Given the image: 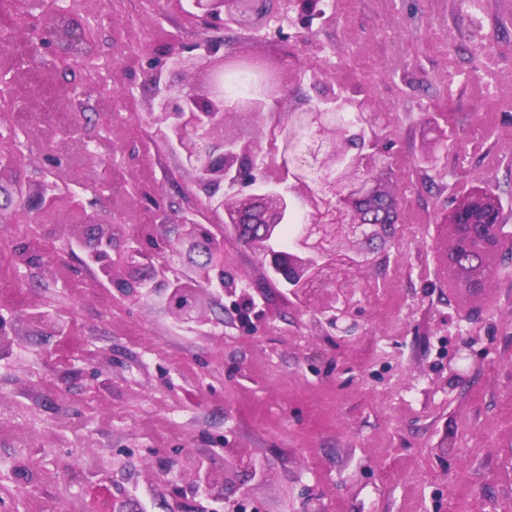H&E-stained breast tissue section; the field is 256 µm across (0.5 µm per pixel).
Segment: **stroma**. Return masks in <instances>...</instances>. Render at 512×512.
<instances>
[{"instance_id":"stroma-1","label":"stroma","mask_w":512,"mask_h":512,"mask_svg":"<svg viewBox=\"0 0 512 512\" xmlns=\"http://www.w3.org/2000/svg\"><path fill=\"white\" fill-rule=\"evenodd\" d=\"M17 0L0 11L13 31L0 50V86L26 109L0 110V154L21 182L70 171L80 207L0 219V512H92L91 477L117 459L111 491L125 512H179L161 465L203 457L224 473V495L251 512H512V262L483 295L454 286L441 250V213L481 186L501 197L512 225V0H339L326 19L298 17L286 35L225 34L224 49L278 66L284 107L315 98L311 72L361 90L373 115L364 137L383 151L400 202L394 238L356 278L354 335L265 287L263 257L224 240V280L264 286L261 318L229 321L231 298L205 307L206 325L178 324L153 296L131 300L97 283L79 248L56 228L113 218L120 237L149 244L173 213L200 207L190 175L134 106L151 93L153 51L200 32L177 0ZM55 11L59 26L92 25L87 71L54 54L29 57L23 24ZM52 72L79 108L78 137L110 150L75 160L69 129H36L33 82ZM447 114L441 171H423L432 121ZM48 245L65 261L21 266L19 249ZM49 311L59 329L40 325ZM472 338L466 380L448 370ZM447 442V457L435 455ZM262 461L264 479L223 447Z\"/></svg>"}]
</instances>
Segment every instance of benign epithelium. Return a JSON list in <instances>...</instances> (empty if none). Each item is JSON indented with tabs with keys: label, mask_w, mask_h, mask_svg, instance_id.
I'll return each mask as SVG.
<instances>
[{
	"label": "benign epithelium",
	"mask_w": 512,
	"mask_h": 512,
	"mask_svg": "<svg viewBox=\"0 0 512 512\" xmlns=\"http://www.w3.org/2000/svg\"><path fill=\"white\" fill-rule=\"evenodd\" d=\"M296 6L320 14L318 0H191L190 16L204 34L203 52L189 55V47L175 38L164 55L176 71L206 68V82L200 88L189 82L176 87L161 82L159 75H150L157 87L146 105L145 119L160 136L179 147L184 167L194 175L203 207L223 215L236 240L262 253L268 277L283 284L292 300L302 307L318 306L336 327L350 318L353 284L365 268L368 254L376 243L393 237L400 221L398 198L387 183L390 166L384 154L365 144L359 135L349 134L351 127L368 123L367 104L336 91L321 74L314 73L317 99L284 117L281 112L287 90L279 69L267 59L259 61L246 53L219 56L220 45L208 36L224 29L258 35ZM38 31L41 39L35 43L36 51L50 49L61 34L68 41L61 59L64 67H87L94 48L89 27L62 34L45 18ZM229 70L254 74L256 83L248 95L226 94L224 74ZM237 114H246L268 129V151L256 140L228 131L229 119ZM267 167L273 168V178L263 190L246 196L234 191L251 172ZM1 186L8 188L7 197L20 208L54 212L66 203L59 179L24 188L5 159L0 161ZM488 197L490 194L479 189L467 191L455 198L453 207L441 218L443 224L464 227L462 233H450L443 255L459 284L474 294L491 287L500 265L512 256V230L504 224L500 207L493 206L478 223L469 217L470 206ZM296 210L301 211L303 224L284 248L281 224ZM162 228L151 250L146 251L137 237L127 238L124 248L116 249L110 223L97 224L92 236L81 224L69 225L70 232L82 237L88 247V264L100 283L126 288L140 297L144 284L136 269L157 263L162 271L171 273L162 283L169 311L186 324H202L206 316L200 308L199 290L236 293L234 288L224 289V238L185 214ZM182 252L204 255V260L193 264L200 285L191 288L187 310L168 301L173 288L183 282L170 259ZM328 283L333 285V296L321 304L319 294ZM167 474L177 497L203 494L220 502L222 512H246L249 496L223 497L219 492L223 476L201 461L195 463L189 479L182 468L173 465Z\"/></svg>",
	"instance_id": "7a95c632"
}]
</instances>
